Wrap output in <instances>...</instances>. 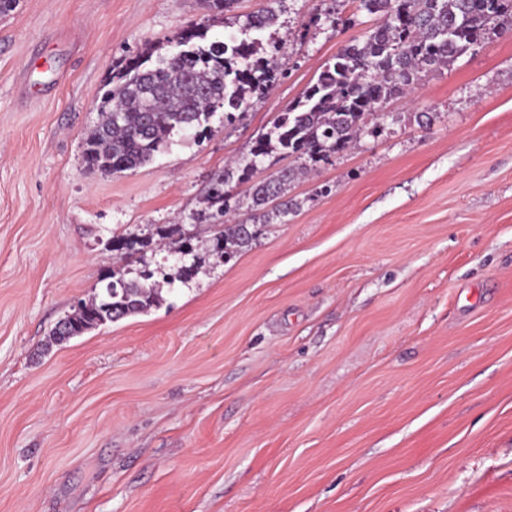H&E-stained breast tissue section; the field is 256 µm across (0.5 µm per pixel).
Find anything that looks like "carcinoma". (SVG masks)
<instances>
[{
    "mask_svg": "<svg viewBox=\"0 0 512 512\" xmlns=\"http://www.w3.org/2000/svg\"><path fill=\"white\" fill-rule=\"evenodd\" d=\"M235 2L205 0L207 14L179 34L188 44L182 53L161 54L150 47L116 66L97 106L101 120L84 142L90 170L113 175L143 167L170 143L171 135L203 126L219 110L232 119L252 93L272 81V74L254 59L257 42L233 36L224 43L207 42L209 28ZM359 6L375 23L322 66L254 140L248 156L212 180L207 209L220 219L229 211V187L248 181L258 162L274 152L298 161L251 187L248 214L215 237L223 261H231L258 237L267 223L266 207L285 195L295 176L314 170L363 136H378L383 104L404 94L423 71L446 66L479 45L499 20L512 18V0H359ZM276 21L273 11H259L247 16L244 29L262 30ZM175 254L177 276L155 269L112 281V291L80 303L62 319L52 333L54 341L148 312L159 302L160 283L184 282L195 271V262H187L193 255L190 239H182Z\"/></svg>",
    "mask_w": 512,
    "mask_h": 512,
    "instance_id": "1",
    "label": "carcinoma"
}]
</instances>
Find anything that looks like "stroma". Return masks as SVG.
Wrapping results in <instances>:
<instances>
[{"label":"stroma","instance_id":"1","mask_svg":"<svg viewBox=\"0 0 512 512\" xmlns=\"http://www.w3.org/2000/svg\"><path fill=\"white\" fill-rule=\"evenodd\" d=\"M278 43L272 92L173 137L137 170L83 143L117 62L202 0H18L0 17V512H512V24L422 75L288 188L230 262L202 216L371 15L354 0H238ZM200 264L148 313L61 344L110 277ZM134 240L131 252L114 237Z\"/></svg>","mask_w":512,"mask_h":512}]
</instances>
